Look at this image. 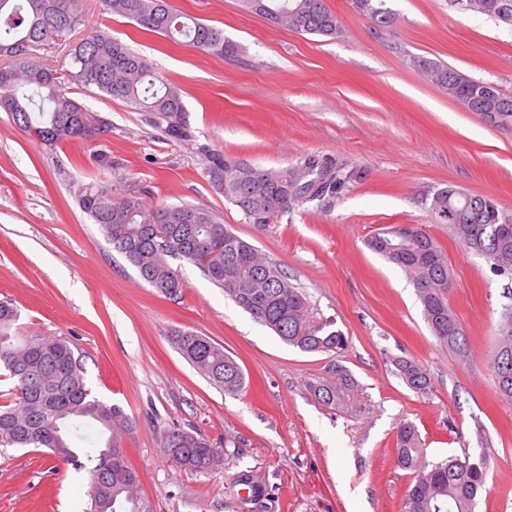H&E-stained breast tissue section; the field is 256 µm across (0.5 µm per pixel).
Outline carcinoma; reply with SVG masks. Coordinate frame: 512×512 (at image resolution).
Returning <instances> with one entry per match:
<instances>
[{
	"mask_svg": "<svg viewBox=\"0 0 512 512\" xmlns=\"http://www.w3.org/2000/svg\"><path fill=\"white\" fill-rule=\"evenodd\" d=\"M465 9L512 25V0H459ZM104 9L163 35L193 50L232 56L235 47L224 32L175 9L168 0H102ZM242 7L274 25L317 36H335L337 16L325 0H241ZM356 10L376 27L388 28L394 14L385 0H353ZM84 24L75 0H0V108L9 112L24 132L48 146L74 139H90L108 132L97 118L84 123L89 110L61 90L63 83L85 92L95 89L120 99L153 122L165 125L166 134L185 141L192 137L183 91L162 79L144 57L121 41L103 38L105 31L70 49L69 67L57 71L31 53L52 39L67 37ZM412 64L448 96L471 112L498 114L512 124V98L490 92L486 83L470 79L435 61L415 57ZM211 183L254 224L271 223L279 213L302 201L334 197L360 178L345 165H324L309 156L285 170H266L242 161L211 158ZM82 210L98 224L113 248L122 253L140 276L159 293L176 297L184 279L172 267L178 259L196 265L203 248L220 252L219 262L199 267L207 279L224 289L239 308L270 328L284 343L306 352L345 350L348 338L325 323L310 320L306 294L251 242L220 221L213 210L192 204L147 207L130 193L120 196L95 183L78 186ZM429 212L434 223L448 225L467 250L484 258L492 273L512 280V216L486 196L452 188L433 195ZM166 225L165 236L155 225ZM367 247L403 270L417 291L422 311L439 344L460 358L468 357L465 328L448 305L453 273L442 246L416 224L400 237L395 229L367 240ZM17 309L0 302V370L13 387L0 395V448H46L79 464L90 462V479L101 477L97 489H88L86 512H150L138 496L139 475L125 454L109 456L123 447L133 421L117 404L92 395L84 368L65 339L46 340L13 332ZM495 344L488 366L498 398L512 403V304L503 306L494 331ZM170 341L180 355L205 379L227 395L245 387L243 370L224 348L191 331L174 330ZM396 375L420 396L430 393L427 370L416 360H393ZM316 401L327 408L359 416L369 411L360 398L358 381L336 366L334 379L317 377L306 383ZM85 424L101 432L100 445L76 448L73 435ZM160 447L177 467L207 472L222 465L223 456L210 440L195 430L174 427L165 431ZM396 465L412 472L413 479L402 512H475L484 489L489 455L468 452L430 458L415 424L404 422L394 435Z\"/></svg>",
	"mask_w": 512,
	"mask_h": 512,
	"instance_id": "obj_1",
	"label": "carcinoma"
}]
</instances>
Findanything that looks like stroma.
I'll list each match as a JSON object with an SVG mask.
<instances>
[{"label": "stroma", "instance_id": "35a3bbf8", "mask_svg": "<svg viewBox=\"0 0 512 512\" xmlns=\"http://www.w3.org/2000/svg\"><path fill=\"white\" fill-rule=\"evenodd\" d=\"M170 2L223 30L236 56L177 45L104 13L101 0H77L79 32H109L179 84L192 140L170 139L147 113L95 90L77 98L110 122L101 142L50 148L0 110V302L17 306L20 334L65 338L93 395L134 420L123 449L151 512H401L412 480L394 460L402 422L418 427L430 456L488 452L475 512H512V403L496 397L486 368L506 282L428 211L433 194L452 187L512 213V125L467 111L411 63H443L512 96V26L454 0H387L396 20L377 31L352 0H325L341 28L318 37L275 26L240 0ZM101 146L112 156L104 172L90 160ZM212 153L263 169L313 155L360 177L260 226L209 184ZM91 181L152 206L212 209L305 290L312 320L343 332L347 349L285 344L183 261L173 266L186 288L159 294L80 208L76 187ZM401 224L423 225L448 257V304L469 336L468 361L437 342L407 275L366 246ZM176 329L221 345L241 366L244 391L225 395L199 375L172 347ZM398 357L425 367L428 396L396 376ZM337 365L358 380L370 415H344L307 392L309 378L332 377ZM175 426L224 444L222 466H173L160 440ZM248 471L268 488L262 508L239 482ZM87 489V469L48 450L0 451V512H83Z\"/></svg>", "mask_w": 512, "mask_h": 512}]
</instances>
